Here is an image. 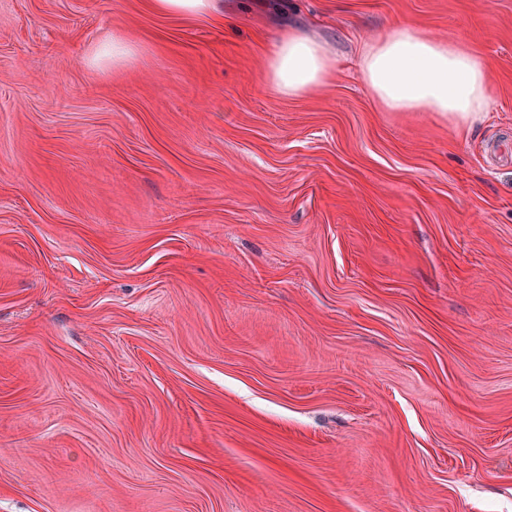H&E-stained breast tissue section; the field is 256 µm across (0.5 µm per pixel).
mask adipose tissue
I'll return each mask as SVG.
<instances>
[{
    "label": "adipose tissue",
    "mask_w": 512,
    "mask_h": 512,
    "mask_svg": "<svg viewBox=\"0 0 512 512\" xmlns=\"http://www.w3.org/2000/svg\"><path fill=\"white\" fill-rule=\"evenodd\" d=\"M155 13L224 19V0H146ZM333 63L326 48L298 33L281 37L269 76L281 95L297 97L326 84ZM363 80L390 112H438L457 125L482 119L488 106V67L466 44L438 41L410 28L393 29L364 53Z\"/></svg>",
    "instance_id": "ef3b65f1"
}]
</instances>
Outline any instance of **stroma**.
Segmentation results:
<instances>
[{
	"label": "stroma",
	"instance_id": "obj_1",
	"mask_svg": "<svg viewBox=\"0 0 512 512\" xmlns=\"http://www.w3.org/2000/svg\"><path fill=\"white\" fill-rule=\"evenodd\" d=\"M399 26L481 121L381 108ZM0 512H512V0H0ZM148 7L159 15L191 16L224 21L223 0H146ZM364 83L389 112H440L473 124L488 106L485 60L458 40L438 41L410 28L393 29L363 54ZM332 67V58L324 46L288 32L275 45L269 61V76L279 94L297 97L325 85Z\"/></svg>",
	"mask_w": 512,
	"mask_h": 512
}]
</instances>
